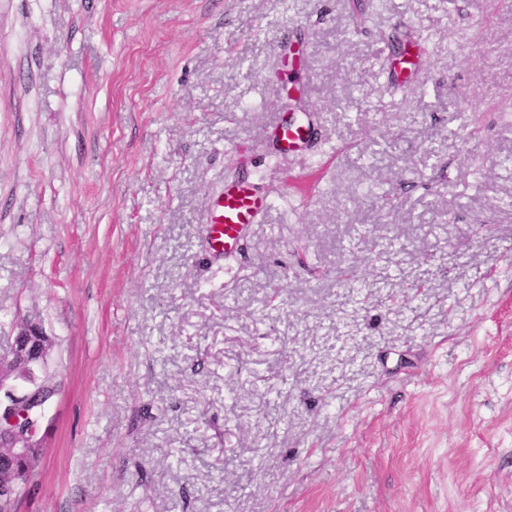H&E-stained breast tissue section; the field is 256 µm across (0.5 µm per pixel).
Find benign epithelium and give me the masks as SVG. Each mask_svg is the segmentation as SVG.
Wrapping results in <instances>:
<instances>
[{"label": "benign epithelium", "instance_id": "obj_1", "mask_svg": "<svg viewBox=\"0 0 512 512\" xmlns=\"http://www.w3.org/2000/svg\"><path fill=\"white\" fill-rule=\"evenodd\" d=\"M47 339L40 324L22 322L17 327L10 355L0 361V417L27 402L35 404L37 411L29 433L14 428L0 433V471L7 474L0 481V512H15L18 485L27 476L24 465L40 453L33 433L51 396L31 387L28 375L42 364L40 350Z\"/></svg>", "mask_w": 512, "mask_h": 512}]
</instances>
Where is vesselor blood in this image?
<instances>
[{
  "mask_svg": "<svg viewBox=\"0 0 512 512\" xmlns=\"http://www.w3.org/2000/svg\"><path fill=\"white\" fill-rule=\"evenodd\" d=\"M273 140L281 149L299 151L310 146L316 130L309 119H279L272 126ZM271 206L270 197L251 179L225 183L208 218V248L213 257L238 255L253 225L261 223Z\"/></svg>",
  "mask_w": 512,
  "mask_h": 512,
  "instance_id": "b4317fda",
  "label": "vessel or blood"
}]
</instances>
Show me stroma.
Returning <instances> with one entry per match:
<instances>
[{
  "label": "stroma",
  "mask_w": 512,
  "mask_h": 512,
  "mask_svg": "<svg viewBox=\"0 0 512 512\" xmlns=\"http://www.w3.org/2000/svg\"><path fill=\"white\" fill-rule=\"evenodd\" d=\"M30 319L18 512H512V0H0V356ZM273 140L283 150L299 151L310 146L316 130L305 115L304 119H278L272 125ZM271 206V198L249 178L224 184L209 211L208 248L216 258H233L254 224H260Z\"/></svg>",
  "instance_id": "35a3bbf8"
}]
</instances>
